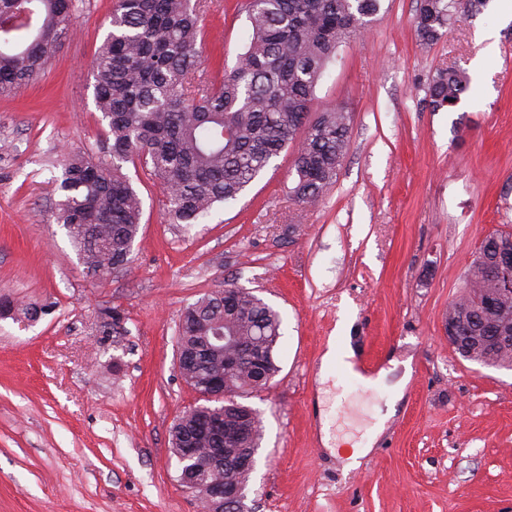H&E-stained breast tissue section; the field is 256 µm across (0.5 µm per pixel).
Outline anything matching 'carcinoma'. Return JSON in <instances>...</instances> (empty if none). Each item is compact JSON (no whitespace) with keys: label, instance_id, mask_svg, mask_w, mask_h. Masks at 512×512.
Segmentation results:
<instances>
[{"label":"carcinoma","instance_id":"cac0c4a2","mask_svg":"<svg viewBox=\"0 0 512 512\" xmlns=\"http://www.w3.org/2000/svg\"><path fill=\"white\" fill-rule=\"evenodd\" d=\"M470 0H419L413 19L422 45L441 39ZM73 0H0V95L36 78L68 32ZM250 22L247 50L224 76L203 87L197 4L191 0H113L110 31L92 61L94 100L107 122L96 151L65 156L56 179L60 192L56 222L66 230L87 275L101 281L127 271L139 233L142 200L123 164L151 167L177 224H195L219 202H230L294 146L297 180L291 189L302 207L315 205L335 182L350 138V116L341 107L310 117L315 88L338 47L361 32L381 0H246ZM468 80L456 68L440 70L426 101L438 112L458 105ZM512 251V232L501 231L482 245L465 289L448 317L482 310L495 291L490 267ZM20 311L34 320L38 309L1 299L0 315ZM249 343L270 378L279 372L274 351L281 318L252 291L240 288L224 310V291L206 294L183 312L177 349L186 356L180 374L197 393L218 371L224 354L210 353L205 337L214 329ZM476 355L496 367L512 366V349L481 348ZM224 422L247 424L232 454L256 455L262 428L256 412L237 401L256 392L250 355L239 357L224 385ZM199 405L180 415L171 431L195 439L199 452L223 447L199 430Z\"/></svg>","mask_w":512,"mask_h":512}]
</instances>
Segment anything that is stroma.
Listing matches in <instances>:
<instances>
[{
  "instance_id": "1",
  "label": "stroma",
  "mask_w": 512,
  "mask_h": 512,
  "mask_svg": "<svg viewBox=\"0 0 512 512\" xmlns=\"http://www.w3.org/2000/svg\"><path fill=\"white\" fill-rule=\"evenodd\" d=\"M244 2L207 0L201 78L245 51ZM416 8L381 0L325 67L318 102L349 113L350 139L316 206L290 197L289 149L189 228L147 169L125 164L143 201L133 263L96 282L54 219L65 154L97 148L105 126L91 64L111 0H75L44 73L0 96V297L42 310L0 317V512H198L171 445L197 402L176 340L183 309L228 280L282 317L280 371L245 400L262 425L252 512H512V370L464 360L445 333L481 243L512 232V17L483 0L425 47ZM446 67L469 89L434 112L427 87ZM336 335L385 379L367 387L339 370L320 393ZM401 380L375 448L346 468L322 418L359 440Z\"/></svg>"
}]
</instances>
